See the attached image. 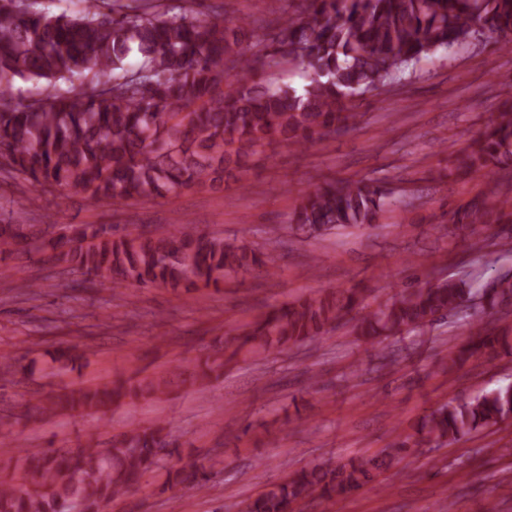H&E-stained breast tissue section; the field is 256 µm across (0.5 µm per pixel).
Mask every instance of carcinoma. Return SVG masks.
<instances>
[{
  "label": "carcinoma",
  "instance_id": "obj_1",
  "mask_svg": "<svg viewBox=\"0 0 512 512\" xmlns=\"http://www.w3.org/2000/svg\"><path fill=\"white\" fill-rule=\"evenodd\" d=\"M78 13L50 14L29 0L0 3V158L41 193L64 201L123 205L182 189H217L233 180L248 187L249 158L272 142L299 150L313 135L355 117L354 99L399 82L422 60L471 42L479 32L512 45V0H305V10L275 23L260 52L302 70V90L253 81L252 59L238 33L247 21L224 19V4L205 14L190 5L162 9L158 0H85ZM235 71V87L224 82ZM48 82L43 98H15L17 81ZM487 118L461 162L467 173H494L512 164V91ZM388 193L372 180L329 181L303 196L290 228L316 237L336 228L374 223ZM483 224L501 209L488 197ZM29 236L0 226V261L29 245ZM56 259L104 285L115 280L176 290L218 285L241 268L272 261L264 253L187 226L179 236L141 232L117 236L110 225L80 224L53 244ZM479 299L493 311L512 298V276L476 288L465 279L406 289L356 324L359 336L411 334L438 316ZM361 291H328L273 309L241 328L231 353L218 350L200 367L208 379L242 349L325 336L359 304ZM475 338L448 352L443 369L512 349L509 336L471 323ZM166 377L133 384L117 380L65 393L42 414L104 406L141 392L163 394ZM512 417V385L451 401L425 424L443 446ZM166 427L132 429L104 447L95 438L70 451L25 448L16 458L21 482L0 485V512H101L157 462ZM385 460L303 468L236 505L237 512H289L300 499L331 500L358 491ZM204 466L192 462L174 480L202 486Z\"/></svg>",
  "mask_w": 512,
  "mask_h": 512
}]
</instances>
